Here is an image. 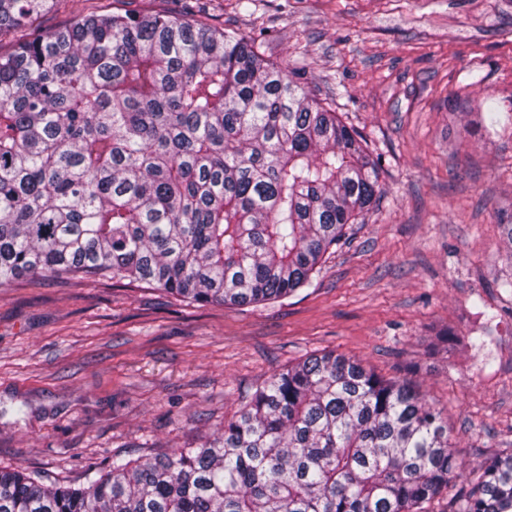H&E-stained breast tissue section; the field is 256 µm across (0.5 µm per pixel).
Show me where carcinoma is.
Listing matches in <instances>:
<instances>
[{"label":"carcinoma","instance_id":"carcinoma-1","mask_svg":"<svg viewBox=\"0 0 512 512\" xmlns=\"http://www.w3.org/2000/svg\"><path fill=\"white\" fill-rule=\"evenodd\" d=\"M86 2L39 33L69 0H0V285L110 278L225 306L311 286L382 195L360 134L251 37ZM457 469L410 380L325 351L196 448L115 455L78 484L1 468L0 512H427ZM448 512H512V453ZM86 5L87 3L84 0H71L66 11L58 13L52 11L40 17L37 21V29L41 32H48L64 27L69 24L76 14L82 12Z\"/></svg>","mask_w":512,"mask_h":512}]
</instances>
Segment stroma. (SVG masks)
<instances>
[{"mask_svg":"<svg viewBox=\"0 0 512 512\" xmlns=\"http://www.w3.org/2000/svg\"><path fill=\"white\" fill-rule=\"evenodd\" d=\"M258 38L381 162L383 194L311 287L260 306L65 276L0 286V468L83 481L197 447L275 372L326 350L445 408L464 486L512 451V0H105ZM493 321H486V314ZM483 337L430 354L436 330Z\"/></svg>","mask_w":512,"mask_h":512,"instance_id":"35a3bbf8","label":"stroma"}]
</instances>
